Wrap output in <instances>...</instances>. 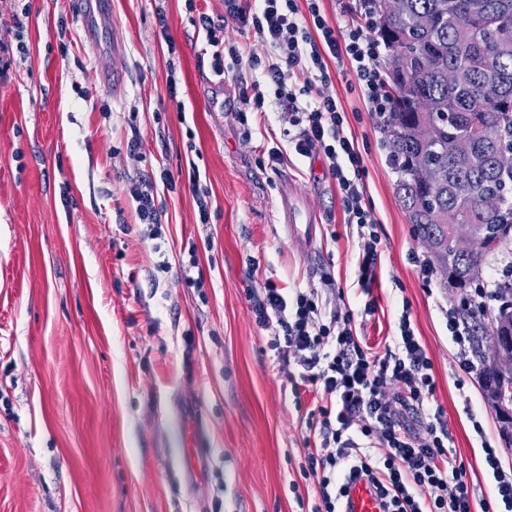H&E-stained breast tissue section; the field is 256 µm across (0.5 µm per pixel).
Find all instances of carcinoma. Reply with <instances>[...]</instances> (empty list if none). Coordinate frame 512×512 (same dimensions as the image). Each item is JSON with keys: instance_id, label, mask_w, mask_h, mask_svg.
I'll use <instances>...</instances> for the list:
<instances>
[{"instance_id": "carcinoma-1", "label": "carcinoma", "mask_w": 512, "mask_h": 512, "mask_svg": "<svg viewBox=\"0 0 512 512\" xmlns=\"http://www.w3.org/2000/svg\"><path fill=\"white\" fill-rule=\"evenodd\" d=\"M373 29L396 53L384 123L396 193L434 269L465 291L489 257L512 255V0H401ZM498 284L496 308L460 309L490 402L512 387V366L487 360L512 337V263Z\"/></svg>"}]
</instances>
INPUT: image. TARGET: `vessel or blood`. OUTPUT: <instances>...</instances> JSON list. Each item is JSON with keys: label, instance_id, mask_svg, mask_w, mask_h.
I'll return each mask as SVG.
<instances>
[{"label": "vessel or blood", "instance_id": "b4317fda", "mask_svg": "<svg viewBox=\"0 0 512 512\" xmlns=\"http://www.w3.org/2000/svg\"><path fill=\"white\" fill-rule=\"evenodd\" d=\"M77 18L84 40L93 50L97 61V77L112 92H119L121 82L112 49L102 28L111 14V0H78ZM278 219L289 235L303 245H310L318 222L315 211L289 187H281L277 202ZM188 445L184 450L183 463L194 467L202 456L203 428L199 421H190L186 428ZM342 512H385V505L373 486L364 479H357L345 486L341 498Z\"/></svg>", "mask_w": 512, "mask_h": 512}]
</instances>
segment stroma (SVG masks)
<instances>
[{"mask_svg": "<svg viewBox=\"0 0 512 512\" xmlns=\"http://www.w3.org/2000/svg\"><path fill=\"white\" fill-rule=\"evenodd\" d=\"M22 3L24 28L0 15V43L26 48L0 80V512H303L316 395L293 393L247 288L255 278L317 288L330 277L354 302L357 236L335 183L319 159L290 153L270 167L268 150L286 144L278 110L243 138L233 76L223 80L227 111L209 106L216 77L185 0H112L117 95L97 81L76 0ZM172 62L181 67L174 99ZM349 126L382 239L380 310L363 338L383 346L410 303L457 454L477 497L489 496L481 442L503 447L506 469L512 443L480 379L456 363L441 309L461 293L424 286L410 256L425 249L398 200L380 125L365 114ZM134 132L137 160L125 147ZM194 167L211 192L205 224L189 188ZM163 168L176 187L157 191L166 222L150 240L125 184ZM285 178L321 217L306 251L277 221ZM192 417L205 431L195 476L181 462Z\"/></svg>", "mask_w": 512, "mask_h": 512, "instance_id": "obj_1", "label": "stroma"}]
</instances>
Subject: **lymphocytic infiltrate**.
<instances>
[{
    "label": "lymphocytic infiltrate",
    "mask_w": 512,
    "mask_h": 512,
    "mask_svg": "<svg viewBox=\"0 0 512 512\" xmlns=\"http://www.w3.org/2000/svg\"><path fill=\"white\" fill-rule=\"evenodd\" d=\"M319 2L224 0L222 15L201 13L191 21L205 36L214 74L230 72L237 81L240 125H264L269 107H278L288 146L270 148L269 165L282 164L288 151L323 159L326 176L340 190L346 221L356 228L358 306L344 303L341 289L329 281L291 294L269 279L247 290L254 321L289 367V381L319 396L307 425L310 449L303 469L318 498L311 512H339L345 482L362 476L386 499L388 512H512V471L503 469L500 449L487 440L482 449L495 493L475 497L436 401L433 364L410 307H403L391 345L378 350L359 337L377 310L370 294L381 266V236L365 202L364 158L346 131L347 109L336 94L332 65L350 63L371 118L384 121L392 105L378 68L381 44L369 25L330 23ZM231 24L253 33L256 47L225 39ZM159 182L174 185L166 171ZM156 183L141 176L128 182L151 240L162 227ZM410 415L421 420L422 432L405 426Z\"/></svg>",
    "instance_id": "1"
}]
</instances>
